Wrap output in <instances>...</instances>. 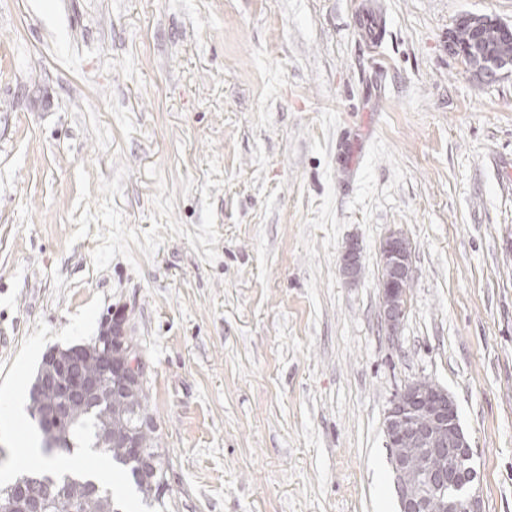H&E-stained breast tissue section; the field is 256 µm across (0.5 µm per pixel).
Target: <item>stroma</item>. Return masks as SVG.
Here are the masks:
<instances>
[{"label": "stroma", "instance_id": "35a3bbf8", "mask_svg": "<svg viewBox=\"0 0 512 512\" xmlns=\"http://www.w3.org/2000/svg\"><path fill=\"white\" fill-rule=\"evenodd\" d=\"M359 2L0 0V482L42 468L43 355L122 310L168 512H399L385 415L423 379L512 512V73L448 48L512 0H379L377 49ZM382 265L388 275L380 286L381 319L389 332L394 336L404 318L405 311L399 302L401 281L412 275L411 258L406 252V242L400 232H391L380 247ZM361 249L357 242H350L342 254L341 270L344 278L355 281L360 268Z\"/></svg>", "mask_w": 512, "mask_h": 512}]
</instances>
